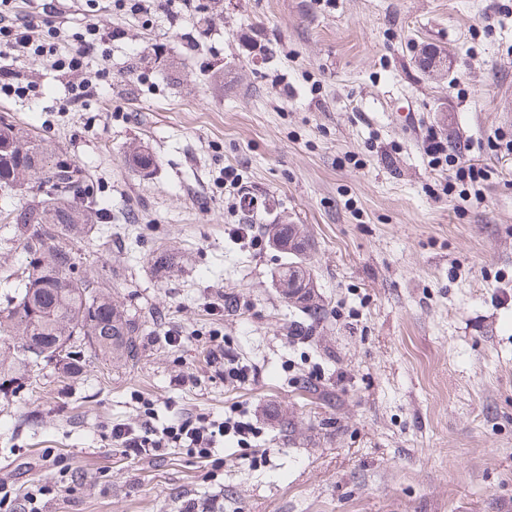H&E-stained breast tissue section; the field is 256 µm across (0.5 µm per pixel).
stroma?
Returning <instances> with one entry per match:
<instances>
[{"mask_svg": "<svg viewBox=\"0 0 512 512\" xmlns=\"http://www.w3.org/2000/svg\"><path fill=\"white\" fill-rule=\"evenodd\" d=\"M201 2L174 24L118 0L0 9L50 19L65 46L89 20L113 35L79 76L0 55V113L88 177L112 222L81 241L83 270L111 275L113 304L145 327L136 361L92 357L67 380L51 363L0 394L15 512L51 478L75 491L39 512H512V0ZM81 76L100 91L72 108ZM430 127L454 134L449 162L426 153ZM135 145L149 172L130 168ZM468 163L488 172L479 191L449 192ZM284 218L308 241L321 323L274 285L288 256L251 242ZM212 336L248 381L209 367ZM305 382L330 402L306 401ZM242 408L258 437L211 461L106 440Z\"/></svg>", "mask_w": 512, "mask_h": 512, "instance_id": "obj_1", "label": "stroma"}]
</instances>
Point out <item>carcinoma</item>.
<instances>
[{
  "mask_svg": "<svg viewBox=\"0 0 512 512\" xmlns=\"http://www.w3.org/2000/svg\"><path fill=\"white\" fill-rule=\"evenodd\" d=\"M0 138L13 141L12 153L0 157V190L33 181L35 194L10 211L0 225V249L25 257L20 266L0 265V282L13 288L0 306V391L22 387L27 372L52 358L76 370L89 355L106 361H134L140 354L141 324L124 315L103 294L100 282L82 271L78 243L98 226L94 189L83 185L76 166L53 157L44 140L0 115ZM129 161L136 171L155 164L152 154L135 148ZM81 193L82 202L73 194ZM67 267L59 282L58 271Z\"/></svg>",
  "mask_w": 512,
  "mask_h": 512,
  "instance_id": "cac0c4a2",
  "label": "carcinoma"
}]
</instances>
